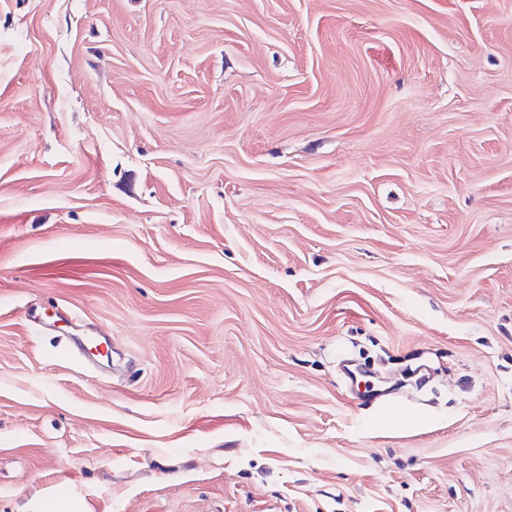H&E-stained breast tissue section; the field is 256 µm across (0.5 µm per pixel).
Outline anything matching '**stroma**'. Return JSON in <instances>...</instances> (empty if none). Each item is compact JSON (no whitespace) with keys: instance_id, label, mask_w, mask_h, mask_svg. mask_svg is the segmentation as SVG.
Returning <instances> with one entry per match:
<instances>
[{"instance_id":"1","label":"stroma","mask_w":512,"mask_h":512,"mask_svg":"<svg viewBox=\"0 0 512 512\" xmlns=\"http://www.w3.org/2000/svg\"><path fill=\"white\" fill-rule=\"evenodd\" d=\"M0 512H512V0H0Z\"/></svg>"}]
</instances>
